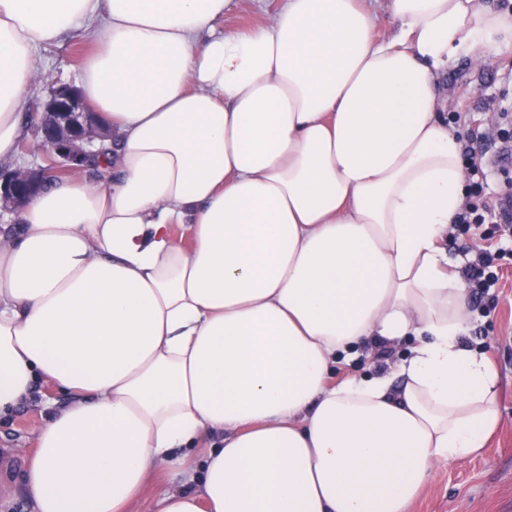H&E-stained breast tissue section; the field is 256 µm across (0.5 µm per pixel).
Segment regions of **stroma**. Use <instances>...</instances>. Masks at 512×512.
Masks as SVG:
<instances>
[{"label":"stroma","mask_w":512,"mask_h":512,"mask_svg":"<svg viewBox=\"0 0 512 512\" xmlns=\"http://www.w3.org/2000/svg\"><path fill=\"white\" fill-rule=\"evenodd\" d=\"M282 0H241L239 7L215 25L216 31L271 22ZM89 40L68 34L53 47L36 54V77L27 117L29 130H36L41 105L53 85L77 84L80 65ZM443 83L448 91L447 109L459 113V132L473 128L488 133L481 161L491 191H498L503 173L512 174V162L501 166L490 158L498 149L493 139V117L501 108H512V57L464 56L449 66ZM505 288L494 308L471 313L467 342L482 350L499 375L501 420L478 454L440 463L415 500L411 512H512V258H506ZM412 345L403 340L381 356H359L339 361L333 381L348 377L370 378L394 369ZM70 401L67 394L39 384L31 401L0 416V455L30 461L37 447V432L51 415Z\"/></svg>","instance_id":"1"}]
</instances>
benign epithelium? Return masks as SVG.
Segmentation results:
<instances>
[{"instance_id": "1", "label": "benign epithelium", "mask_w": 512, "mask_h": 512, "mask_svg": "<svg viewBox=\"0 0 512 512\" xmlns=\"http://www.w3.org/2000/svg\"><path fill=\"white\" fill-rule=\"evenodd\" d=\"M51 163L39 168L0 166V210L14 211L61 170L85 169L95 158L97 141L111 137L100 127L77 90L60 86L42 104L38 128Z\"/></svg>"}]
</instances>
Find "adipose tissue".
<instances>
[{
  "mask_svg": "<svg viewBox=\"0 0 512 512\" xmlns=\"http://www.w3.org/2000/svg\"><path fill=\"white\" fill-rule=\"evenodd\" d=\"M0 0V160L28 129L33 52L89 35L78 90L112 131L96 179H58L0 235V413L38 380L34 512H410L480 452L499 381L466 341L445 244L465 191L439 77L512 55L486 0ZM417 343L332 385L339 355ZM196 467L183 449L211 434ZM281 0H244L235 11L215 24L216 32H233L247 26L268 24L281 7ZM365 5L367 8L371 10V12L376 17V23L374 28V35L377 38H385L390 36L395 28L394 22L390 18L387 10L385 8L384 0H369L365 1ZM185 482V475L181 471L176 469L166 468L152 473L147 481L142 500L134 504V506L131 508V511H148L147 507L161 493L167 490L188 488L189 485H186Z\"/></svg>",
  "mask_w": 512,
  "mask_h": 512,
  "instance_id": "adipose-tissue-1",
  "label": "adipose tissue"
}]
</instances>
